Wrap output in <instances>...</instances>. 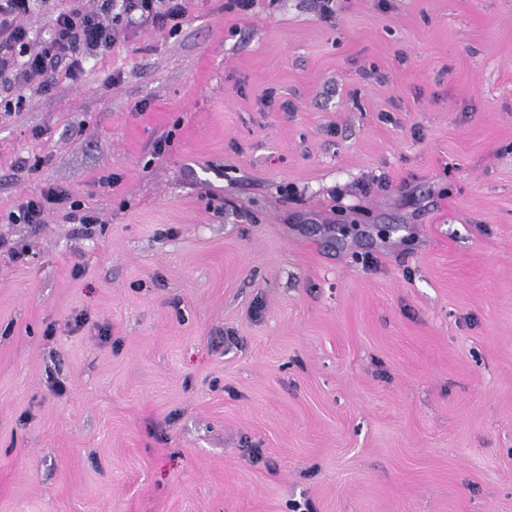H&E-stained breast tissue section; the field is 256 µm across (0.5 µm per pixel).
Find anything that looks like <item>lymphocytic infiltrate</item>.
<instances>
[{
  "instance_id": "f902f5d3",
  "label": "lymphocytic infiltrate",
  "mask_w": 512,
  "mask_h": 512,
  "mask_svg": "<svg viewBox=\"0 0 512 512\" xmlns=\"http://www.w3.org/2000/svg\"><path fill=\"white\" fill-rule=\"evenodd\" d=\"M31 2L0 0V97L8 111L23 107L21 87L48 88L57 66L79 69L87 54L109 48L116 35L108 21L114 10H121L127 23L142 20L173 31L179 29L187 10V0H100L98 11L59 14L50 37L33 49L27 30L15 22L16 17L29 12ZM49 205H66L81 212L82 223L95 221L93 215L83 213L82 202L62 186L49 187L23 200L8 218L15 224H37Z\"/></svg>"
}]
</instances>
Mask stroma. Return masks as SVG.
<instances>
[{"instance_id": "35a3bbf8", "label": "stroma", "mask_w": 512, "mask_h": 512, "mask_svg": "<svg viewBox=\"0 0 512 512\" xmlns=\"http://www.w3.org/2000/svg\"><path fill=\"white\" fill-rule=\"evenodd\" d=\"M337 7L0 109V512H512V0ZM56 185L96 223H9Z\"/></svg>"}]
</instances>
